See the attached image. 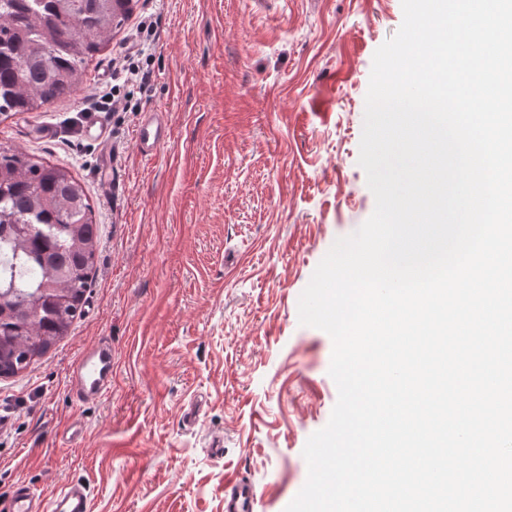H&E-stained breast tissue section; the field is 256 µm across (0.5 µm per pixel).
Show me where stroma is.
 Segmentation results:
<instances>
[{"instance_id":"stroma-1","label":"stroma","mask_w":512,"mask_h":512,"mask_svg":"<svg viewBox=\"0 0 512 512\" xmlns=\"http://www.w3.org/2000/svg\"><path fill=\"white\" fill-rule=\"evenodd\" d=\"M147 17L150 84L118 86L129 110L86 108ZM402 21L401 0H139L76 97L0 121L1 144L69 168L100 228L83 315L0 378V503L19 482L44 497L80 482L91 512H224L239 475L261 493L256 512H284L338 398L333 342L300 324L298 302L375 209L358 163L365 96ZM157 109L170 138L145 157L135 129ZM94 117L117 151L110 186ZM104 336L112 391L76 403L70 369Z\"/></svg>"}]
</instances>
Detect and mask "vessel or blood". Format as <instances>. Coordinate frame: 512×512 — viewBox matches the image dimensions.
I'll use <instances>...</instances> for the list:
<instances>
[{
  "label": "vessel or blood",
  "mask_w": 512,
  "mask_h": 512,
  "mask_svg": "<svg viewBox=\"0 0 512 512\" xmlns=\"http://www.w3.org/2000/svg\"><path fill=\"white\" fill-rule=\"evenodd\" d=\"M170 130L161 112L144 113L135 131V146L143 156H151L166 143ZM69 393L80 404L104 397L112 387V341L101 339L87 349L69 373ZM258 492L254 485L238 478L224 483V512H254ZM7 512H90L86 487L71 484L50 499H43L24 484L17 485Z\"/></svg>",
  "instance_id": "b4317fda"
}]
</instances>
